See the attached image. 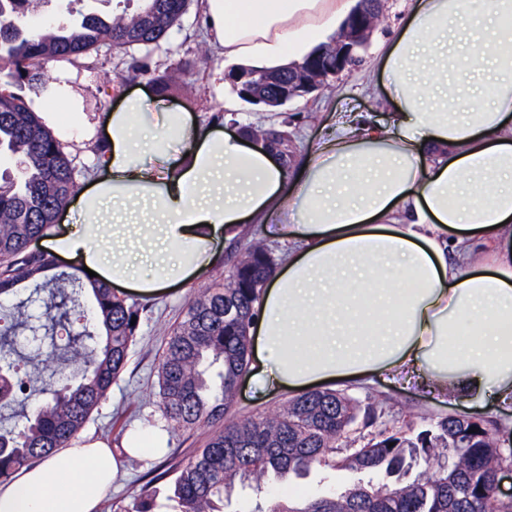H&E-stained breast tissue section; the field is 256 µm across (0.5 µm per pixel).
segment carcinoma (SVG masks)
Returning <instances> with one entry per match:
<instances>
[{
	"mask_svg": "<svg viewBox=\"0 0 512 512\" xmlns=\"http://www.w3.org/2000/svg\"><path fill=\"white\" fill-rule=\"evenodd\" d=\"M24 2L0 0V153L23 162L18 180L0 185V297L54 268L55 256L32 249L30 243L45 237L76 190L72 160L30 109L23 90L46 87L42 65L47 60L75 66L103 45L125 51L159 45L191 4L140 0L129 17L82 14L70 25L35 34L14 24L16 4ZM293 71L292 66L247 69L252 92L272 98ZM264 133L290 163L288 134L274 126ZM275 267L264 240L250 241L236 256L227 281L191 300L168 334L158 371L160 418L183 430L211 428L187 462H168L167 472L174 475L169 496L173 512H224L236 487L252 486L257 492L265 479L300 478L313 467L346 472L353 484L341 493H317L298 505L267 498L255 512H512V499L495 493L491 470L485 467L488 457L498 466H512V447L499 443L485 422L474 425L443 416L406 431L384 427L354 448L349 434L358 418L373 420L372 403L362 405L330 389L306 391L265 417L225 419L237 380L249 369L251 326ZM90 286L101 328L91 359L79 345L91 337L85 330L61 351L78 366L80 380L45 388L46 399L22 413V429L0 430V481L67 447L128 363L139 327L131 319L141 317L142 308L126 303L104 282L95 280ZM82 288L72 276L49 290L46 316L51 325L68 319L65 299L78 302ZM1 321L10 329L22 324L21 306H0ZM28 384L17 372L7 374L0 380V405L17 401ZM422 464L425 470L406 485L376 486L369 479L378 473L400 478ZM164 477L147 481L131 506H120L118 512H155L156 482Z\"/></svg>",
	"mask_w": 512,
	"mask_h": 512,
	"instance_id": "cac0c4a2",
	"label": "carcinoma"
}]
</instances>
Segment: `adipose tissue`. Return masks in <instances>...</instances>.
Listing matches in <instances>:
<instances>
[{"instance_id": "adipose-tissue-1", "label": "adipose tissue", "mask_w": 512, "mask_h": 512, "mask_svg": "<svg viewBox=\"0 0 512 512\" xmlns=\"http://www.w3.org/2000/svg\"><path fill=\"white\" fill-rule=\"evenodd\" d=\"M225 67L276 69L326 43L351 0H201ZM392 110L329 116L289 173L259 144L146 93L105 119L99 172L51 253L140 295L206 272L274 214L288 252L254 319L256 396L416 378L441 401L512 405V0H414L375 58ZM31 107L86 121L72 75ZM120 460L79 440L0 484V512H100Z\"/></svg>"}]
</instances>
